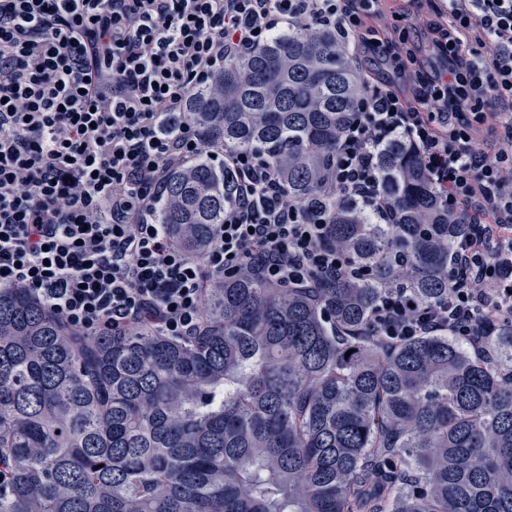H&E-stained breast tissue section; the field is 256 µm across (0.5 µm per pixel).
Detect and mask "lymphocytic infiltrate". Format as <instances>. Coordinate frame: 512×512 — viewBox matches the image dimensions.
Returning <instances> with one entry per match:
<instances>
[{
	"instance_id": "lymphocytic-infiltrate-1",
	"label": "lymphocytic infiltrate",
	"mask_w": 512,
	"mask_h": 512,
	"mask_svg": "<svg viewBox=\"0 0 512 512\" xmlns=\"http://www.w3.org/2000/svg\"><path fill=\"white\" fill-rule=\"evenodd\" d=\"M385 0H0V287L23 285L66 326L121 334L151 320L178 341L201 325L206 279L252 273L314 288L355 277L323 217L289 199L257 150L207 139L191 90L226 62L305 26L377 53L394 74L370 82L334 152L337 194L383 219L382 146L404 136L449 213L476 224L452 265L447 301L414 303L396 285L372 311L392 342L445 331L480 347L512 321V0H445L428 27L447 59L424 72ZM212 156L235 181L204 256L159 220L170 172Z\"/></svg>"
}]
</instances>
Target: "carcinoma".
I'll return each instance as SVG.
<instances>
[{
	"label": "carcinoma",
	"mask_w": 512,
	"mask_h": 512,
	"mask_svg": "<svg viewBox=\"0 0 512 512\" xmlns=\"http://www.w3.org/2000/svg\"><path fill=\"white\" fill-rule=\"evenodd\" d=\"M347 49L290 30L187 107L207 139L263 148L289 196L325 201L332 242L366 275L312 290L209 280L189 341L151 324L84 336L0 287V512H512V324L480 353L446 333L388 345L372 326L395 283L448 300L468 226L402 136L378 161L397 223L332 192L364 93ZM229 197L203 156L171 172L159 219L199 257Z\"/></svg>",
	"instance_id": "1"
}]
</instances>
